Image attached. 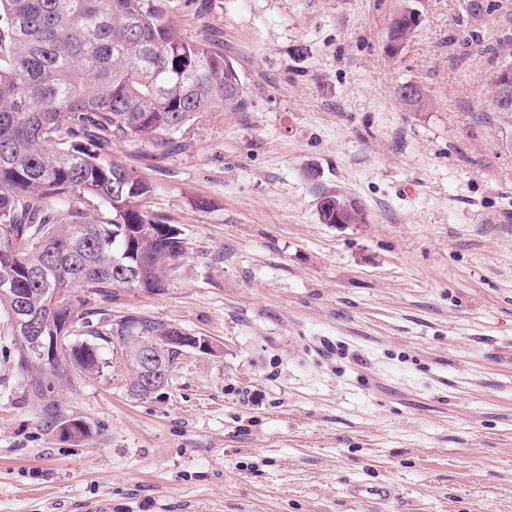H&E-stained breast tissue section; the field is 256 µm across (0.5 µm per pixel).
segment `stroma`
I'll use <instances>...</instances> for the list:
<instances>
[{
  "label": "stroma",
  "mask_w": 512,
  "mask_h": 512,
  "mask_svg": "<svg viewBox=\"0 0 512 512\" xmlns=\"http://www.w3.org/2000/svg\"><path fill=\"white\" fill-rule=\"evenodd\" d=\"M169 0L242 112L186 149L115 144L187 253L143 313L208 337L136 398L119 342L43 400L0 321V512H512V129L488 112L512 0ZM420 24L397 55L393 18ZM420 86L414 112L399 86ZM360 201L323 224L318 190ZM88 422L60 440L52 415ZM397 495L373 504L351 485Z\"/></svg>",
  "instance_id": "obj_1"
}]
</instances>
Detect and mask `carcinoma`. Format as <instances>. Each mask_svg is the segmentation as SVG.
<instances>
[{
    "label": "carcinoma",
    "instance_id": "1",
    "mask_svg": "<svg viewBox=\"0 0 512 512\" xmlns=\"http://www.w3.org/2000/svg\"><path fill=\"white\" fill-rule=\"evenodd\" d=\"M167 0H0V315L14 363L38 360L27 337L60 343L40 366L48 383L103 364L101 343L117 339L138 378L146 343L177 325L146 314L110 316L121 288L162 291L185 254L182 233L146 210L152 185L106 158L114 143L169 155L210 112H242L248 95L233 58L210 42L174 35ZM414 28L393 20L388 54ZM400 101L423 107L418 86ZM100 208L92 216L85 209ZM323 224H362L359 202L322 190ZM187 344L170 343L161 369L172 376ZM63 440L82 443L88 423L59 418Z\"/></svg>",
    "mask_w": 512,
    "mask_h": 512
}]
</instances>
